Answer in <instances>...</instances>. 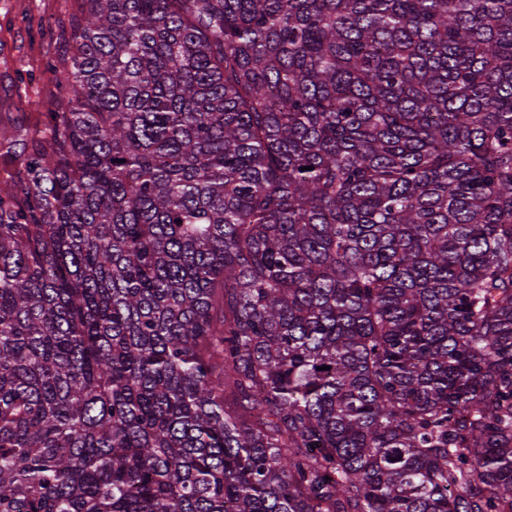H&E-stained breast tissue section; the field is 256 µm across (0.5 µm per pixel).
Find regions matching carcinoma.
Here are the masks:
<instances>
[{
	"label": "carcinoma",
	"instance_id": "1",
	"mask_svg": "<svg viewBox=\"0 0 512 512\" xmlns=\"http://www.w3.org/2000/svg\"><path fill=\"white\" fill-rule=\"evenodd\" d=\"M79 8L0 128V512H512V0Z\"/></svg>",
	"mask_w": 512,
	"mask_h": 512
}]
</instances>
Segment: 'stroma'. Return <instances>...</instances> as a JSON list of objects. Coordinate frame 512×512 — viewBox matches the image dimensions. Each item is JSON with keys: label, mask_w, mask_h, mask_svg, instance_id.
Instances as JSON below:
<instances>
[{"label": "stroma", "mask_w": 512, "mask_h": 512, "mask_svg": "<svg viewBox=\"0 0 512 512\" xmlns=\"http://www.w3.org/2000/svg\"><path fill=\"white\" fill-rule=\"evenodd\" d=\"M76 0H0V127L35 123L59 90L44 80L63 66Z\"/></svg>", "instance_id": "obj_1"}]
</instances>
